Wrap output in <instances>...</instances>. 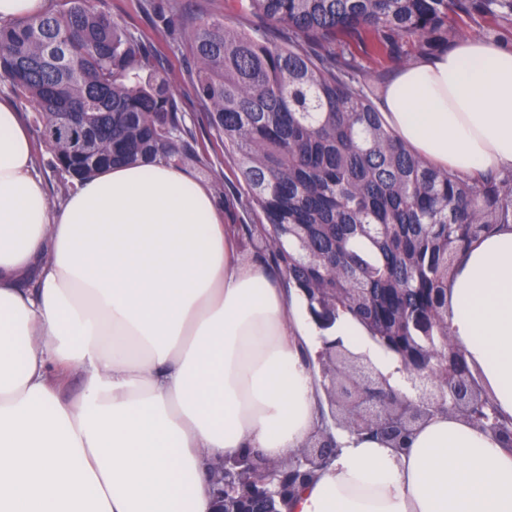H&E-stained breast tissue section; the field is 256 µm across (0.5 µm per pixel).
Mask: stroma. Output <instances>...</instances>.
Instances as JSON below:
<instances>
[{
    "instance_id": "stroma-1",
    "label": "stroma",
    "mask_w": 512,
    "mask_h": 512,
    "mask_svg": "<svg viewBox=\"0 0 512 512\" xmlns=\"http://www.w3.org/2000/svg\"><path fill=\"white\" fill-rule=\"evenodd\" d=\"M98 7L144 36L152 64L166 69L185 121L205 148L202 164L192 168L194 175L218 185L217 197L224 207L225 223H249L250 218L236 197L235 179L224 162V150L209 125L207 109L194 92L191 80L194 62L184 46L182 20L190 15L204 19L220 16L228 24L247 30L260 26V19L240 10L238 0H178L177 9L159 13L140 9L139 0H99Z\"/></svg>"
}]
</instances>
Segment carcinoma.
Instances as JSON below:
<instances>
[{"instance_id": "carcinoma-1", "label": "carcinoma", "mask_w": 512, "mask_h": 512, "mask_svg": "<svg viewBox=\"0 0 512 512\" xmlns=\"http://www.w3.org/2000/svg\"><path fill=\"white\" fill-rule=\"evenodd\" d=\"M243 2L264 26L186 23L194 91L259 219L232 225L237 237L264 249L316 320L350 313L404 368L446 376L451 366L469 390L464 357L448 363V283L467 246L512 221V175H454L401 143L360 84L353 49L394 58L408 39L426 54L477 20L512 22V0ZM269 28L285 41H269ZM149 64L142 35L87 0L0 24V78L34 105L73 179L111 163L199 162L164 72ZM470 420L512 432L488 404Z\"/></svg>"}]
</instances>
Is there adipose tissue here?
<instances>
[{"label":"adipose tissue","instance_id":"ef3b65f1","mask_svg":"<svg viewBox=\"0 0 512 512\" xmlns=\"http://www.w3.org/2000/svg\"><path fill=\"white\" fill-rule=\"evenodd\" d=\"M385 124L439 169L512 172V49L463 40L404 67ZM452 341L512 418V223L462 251ZM301 292L243 258L209 184L115 165L47 201L20 112L0 101V512H213L207 463L293 459L325 381ZM83 387L69 396L71 374ZM336 456L280 512H512V448L441 410L393 445L335 430Z\"/></svg>","mask_w":512,"mask_h":512}]
</instances>
